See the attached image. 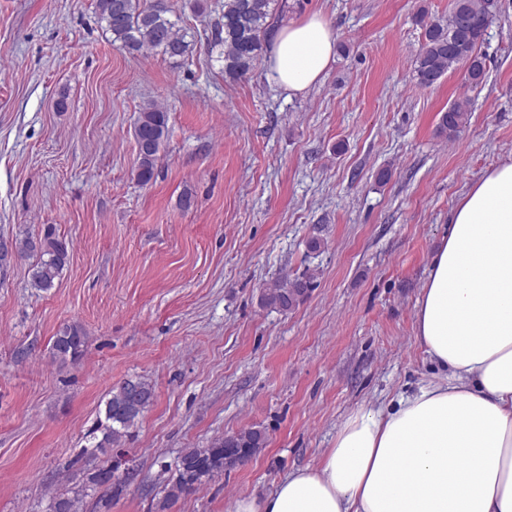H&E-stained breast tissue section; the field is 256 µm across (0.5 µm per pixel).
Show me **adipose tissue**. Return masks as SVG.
<instances>
[{
  "mask_svg": "<svg viewBox=\"0 0 512 512\" xmlns=\"http://www.w3.org/2000/svg\"><path fill=\"white\" fill-rule=\"evenodd\" d=\"M335 53L323 18L291 19L269 69L301 94ZM415 324L441 377L352 411L317 468L289 472L263 501L236 498L230 512H512V162L454 209Z\"/></svg>",
  "mask_w": 512,
  "mask_h": 512,
  "instance_id": "1",
  "label": "adipose tissue"
}]
</instances>
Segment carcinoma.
Listing matches in <instances>:
<instances>
[{
	"label": "carcinoma",
	"instance_id": "obj_1",
	"mask_svg": "<svg viewBox=\"0 0 512 512\" xmlns=\"http://www.w3.org/2000/svg\"><path fill=\"white\" fill-rule=\"evenodd\" d=\"M273 0H224L222 15L214 27V46L220 48L224 61V78L237 81L247 77L261 63L264 46L261 35L269 27ZM100 20L112 35V44L130 53L144 49L159 50L170 59L192 55L195 40L168 16L165 0H97ZM497 11V0H454L444 21L419 22L424 29V42L414 61L418 83L430 87L443 76L462 66L466 81L475 88L484 79V63L478 46L484 39L490 21ZM468 99L453 102L445 110L438 125L441 134L454 138L468 121ZM168 112L156 103L146 104L134 124L133 137L137 149L135 177L143 185L155 175L160 149L168 137ZM20 257H34L31 286L48 290L54 286L69 259V244L52 230L35 236L27 234L12 239ZM313 288L312 277H281L265 287L263 300L282 311L295 308ZM52 349L62 360H75L86 350V336L77 326H66L53 337ZM154 398L153 387L144 380H126L111 391L105 403L104 421L99 423L100 435H92L84 453L94 456L118 448L139 424ZM266 443L265 433L258 428L237 432L227 443L216 438L206 448H187L180 457L176 475L165 485L161 508L165 509L180 497L191 493L205 480L224 472V451L237 456L241 464L250 459ZM134 479L128 472L115 478L106 487L96 506L110 512L112 497L123 492ZM102 486L92 472L86 482L70 493L51 498L49 512H83V499L88 491Z\"/></svg>",
	"mask_w": 512,
	"mask_h": 512
}]
</instances>
